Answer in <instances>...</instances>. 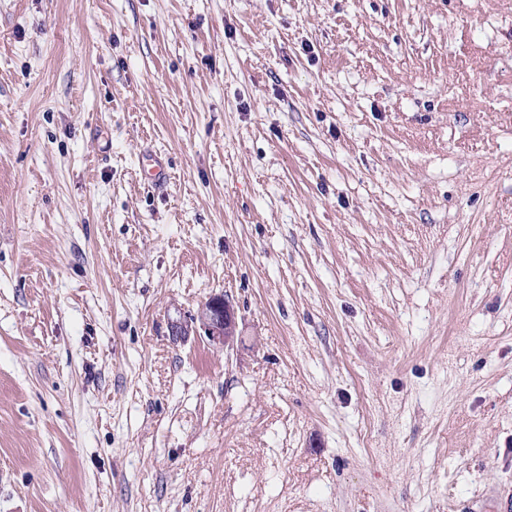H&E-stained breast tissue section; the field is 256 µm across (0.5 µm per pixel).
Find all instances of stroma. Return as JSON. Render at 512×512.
I'll use <instances>...</instances> for the list:
<instances>
[{
    "label": "stroma",
    "instance_id": "obj_1",
    "mask_svg": "<svg viewBox=\"0 0 512 512\" xmlns=\"http://www.w3.org/2000/svg\"><path fill=\"white\" fill-rule=\"evenodd\" d=\"M509 491L512 0H0V512ZM198 329L213 346L233 348L236 339L235 311L224 295L214 294L201 304L196 315L188 319L175 318L170 322V332L175 341H185L191 333L197 335Z\"/></svg>",
    "mask_w": 512,
    "mask_h": 512
}]
</instances>
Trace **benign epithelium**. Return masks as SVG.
Instances as JSON below:
<instances>
[{
    "label": "benign epithelium",
    "instance_id": "benign-epithelium-1",
    "mask_svg": "<svg viewBox=\"0 0 512 512\" xmlns=\"http://www.w3.org/2000/svg\"><path fill=\"white\" fill-rule=\"evenodd\" d=\"M200 330L214 346L226 349L234 346L235 311L224 295L214 294L201 304L195 315L188 319L175 318L170 322V332L176 341H185Z\"/></svg>",
    "mask_w": 512,
    "mask_h": 512
}]
</instances>
